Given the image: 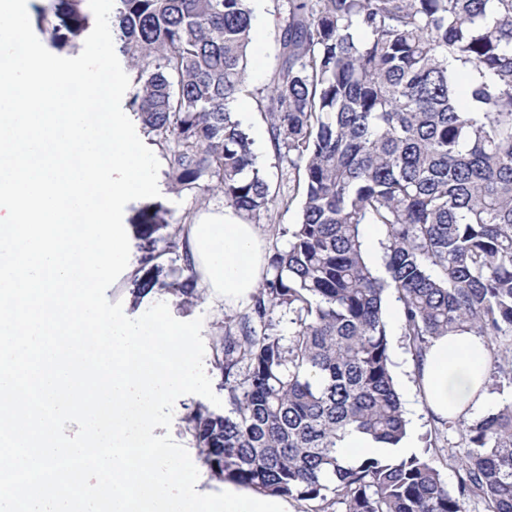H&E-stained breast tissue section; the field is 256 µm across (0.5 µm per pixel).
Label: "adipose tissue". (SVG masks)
<instances>
[{
    "mask_svg": "<svg viewBox=\"0 0 512 512\" xmlns=\"http://www.w3.org/2000/svg\"><path fill=\"white\" fill-rule=\"evenodd\" d=\"M186 238L210 302L233 304L261 287L263 244L256 226L232 208L193 217ZM488 365L487 346L472 331L433 339L418 370L430 413L442 420L470 417L485 402Z\"/></svg>",
    "mask_w": 512,
    "mask_h": 512,
    "instance_id": "ef3b65f1",
    "label": "adipose tissue"
}]
</instances>
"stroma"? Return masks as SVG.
Masks as SVG:
<instances>
[{
    "label": "stroma",
    "mask_w": 512,
    "mask_h": 512,
    "mask_svg": "<svg viewBox=\"0 0 512 512\" xmlns=\"http://www.w3.org/2000/svg\"><path fill=\"white\" fill-rule=\"evenodd\" d=\"M254 15L256 23L253 27V40L248 52V69L246 73V88L241 93L235 110L243 126L253 141V148L258 155L266 178L272 186L280 187L283 194H291V184L282 182L281 173L284 163L279 161L270 143L268 123L263 112L255 102L257 92L265 88L271 74L280 64L279 41L281 31L277 21L275 0H254ZM158 185L161 202L170 209L172 217H180L186 210L200 213L209 209L224 207L223 195L210 194L203 201H196L187 193H176L172 190L166 173H159ZM140 201L129 202L126 216L130 220L128 226L130 255L136 265L137 275L134 278L117 279L107 290L109 301L122 302L126 316L136 318L149 307L158 302L167 303L172 316L181 321L202 318V336L205 343L204 368L211 379L216 395L224 393V375L216 365L215 340L221 332V327L227 315L233 314L230 306L214 307L206 300H199L190 307H179L171 295L165 293L163 284L172 277L175 269L182 267L183 261L177 252L169 250L166 229H159L150 238H143L139 225L134 224L133 218L140 208ZM160 253L163 271L161 282L149 292L142 293L137 289L139 279L150 276L151 265L142 264L141 259L148 250ZM385 319L390 333V358L392 373L396 388L401 396L406 417L409 421L414 445L424 449L430 434H437V444L442 448H462L463 442L458 431H451L438 424L428 411L422 391L416 379V362L402 336L403 312L402 305L395 295H388L384 306ZM204 397L198 395L182 396L179 406L173 409V420L170 428H157V435L171 434L172 438L189 452L198 471L203 472L205 481L201 489L205 493L223 491L224 482L209 474L208 467L195 444L191 432L185 422L186 417L195 408L205 405Z\"/></svg>",
    "instance_id": "stroma-1"
}]
</instances>
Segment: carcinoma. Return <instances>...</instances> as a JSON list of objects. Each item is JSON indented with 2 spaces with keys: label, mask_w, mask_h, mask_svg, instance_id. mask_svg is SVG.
I'll return each mask as SVG.
<instances>
[{
  "label": "carcinoma",
  "mask_w": 512,
  "mask_h": 512,
  "mask_svg": "<svg viewBox=\"0 0 512 512\" xmlns=\"http://www.w3.org/2000/svg\"><path fill=\"white\" fill-rule=\"evenodd\" d=\"M86 0H50L35 24L73 49L92 25ZM281 63L259 92L270 142L301 194L262 287L219 336L227 409L186 418L223 480L306 503L304 512H512V402L469 423L463 451L343 462L352 432L406 434L383 302L403 307L421 362L459 329L490 353L512 339V0H277ZM252 0H114L112 34L135 72L130 108L178 193L219 191L249 223L290 199L271 188L238 119ZM466 79L460 107L454 85ZM161 203L136 223L169 229L188 274L169 290L199 299L183 241ZM385 228V275L361 228ZM458 474L448 489L442 467Z\"/></svg>",
  "instance_id": "cac0c4a2"
}]
</instances>
